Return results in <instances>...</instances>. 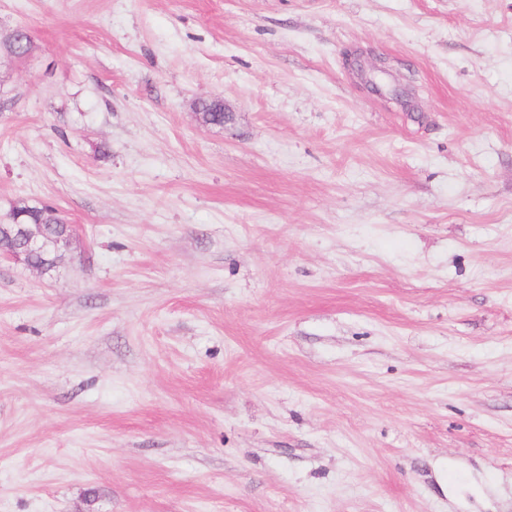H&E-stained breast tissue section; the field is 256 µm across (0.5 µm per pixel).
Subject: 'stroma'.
Masks as SVG:
<instances>
[{
  "label": "stroma",
  "mask_w": 512,
  "mask_h": 512,
  "mask_svg": "<svg viewBox=\"0 0 512 512\" xmlns=\"http://www.w3.org/2000/svg\"><path fill=\"white\" fill-rule=\"evenodd\" d=\"M19 26L0 222L80 238L0 264V512H512V0ZM195 111L199 121L204 125H224L228 121L230 112L224 108L221 99H203L196 103ZM11 216L20 217V220L29 224H8L10 232L15 238L22 241L25 254L33 257L42 250V240L46 236L42 224H59V209L47 203L29 204L19 201L11 208Z\"/></svg>",
  "instance_id": "obj_1"
}]
</instances>
